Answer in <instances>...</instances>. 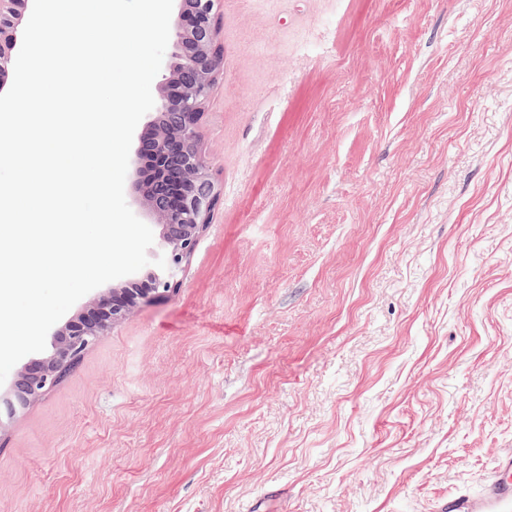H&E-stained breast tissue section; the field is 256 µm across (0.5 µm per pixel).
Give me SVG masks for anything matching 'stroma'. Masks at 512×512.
Returning <instances> with one entry per match:
<instances>
[{"label": "stroma", "mask_w": 512, "mask_h": 512, "mask_svg": "<svg viewBox=\"0 0 512 512\" xmlns=\"http://www.w3.org/2000/svg\"><path fill=\"white\" fill-rule=\"evenodd\" d=\"M220 194L0 430V512H436L512 451V0H222Z\"/></svg>", "instance_id": "1"}]
</instances>
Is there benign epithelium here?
I'll use <instances>...</instances> for the list:
<instances>
[{
  "mask_svg": "<svg viewBox=\"0 0 512 512\" xmlns=\"http://www.w3.org/2000/svg\"><path fill=\"white\" fill-rule=\"evenodd\" d=\"M217 5L218 0H180L159 100L137 136L136 156L144 163L145 177L132 187L140 207L161 227L150 255L153 260L164 257L166 268L149 265L145 277L152 281L150 287H141L136 279L121 281L57 329L50 349L28 360L12 379L8 398L0 397V419L16 413L10 398L31 403L69 370L91 339L126 319L136 305L170 291L181 265L194 252L218 201L209 163L195 145L222 68ZM27 8L28 0H0L1 73L15 63L16 32ZM157 184L173 190L170 204L155 196Z\"/></svg>",
  "mask_w": 512,
  "mask_h": 512,
  "instance_id": "benign-epithelium-1",
  "label": "benign epithelium"
}]
</instances>
